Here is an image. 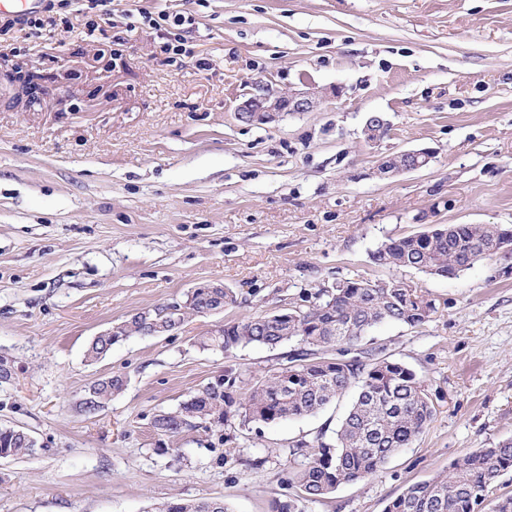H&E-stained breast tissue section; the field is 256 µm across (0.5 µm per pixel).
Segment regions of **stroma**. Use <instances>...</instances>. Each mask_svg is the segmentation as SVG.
Masks as SVG:
<instances>
[{"mask_svg":"<svg viewBox=\"0 0 512 512\" xmlns=\"http://www.w3.org/2000/svg\"><path fill=\"white\" fill-rule=\"evenodd\" d=\"M40 34L0 32V426L37 441L0 458V512H147L220 498L270 512L303 459L300 440L334 429L348 403L272 424L152 426L236 368L255 383L280 350L201 349L215 326L277 311L338 279L390 278L371 253L431 224L512 225V0H112ZM192 18L171 66L142 13ZM43 78L40 104L11 106L10 76ZM322 91L311 112L247 125L236 108L266 89ZM380 113L387 137L367 143ZM425 150L395 177L383 155ZM400 279L438 310L424 327L373 335L424 381L436 414L372 478L307 512H385L409 485L512 439V257L456 278ZM236 303L133 336L97 361L86 349L131 315L184 304L203 284ZM125 390L83 402L110 376ZM126 385L125 379L121 376H112L108 382H103L94 390L92 399L83 403L86 413H96L103 404L112 400V397L121 393Z\"/></svg>","mask_w":512,"mask_h":512,"instance_id":"1","label":"stroma"}]
</instances>
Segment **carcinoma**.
Masks as SVG:
<instances>
[{
  "instance_id": "cac0c4a2",
  "label": "carcinoma",
  "mask_w": 512,
  "mask_h": 512,
  "mask_svg": "<svg viewBox=\"0 0 512 512\" xmlns=\"http://www.w3.org/2000/svg\"><path fill=\"white\" fill-rule=\"evenodd\" d=\"M512 226L499 224H433L413 235L382 242L372 262L388 270L413 269L446 278L458 277L494 255L512 256ZM229 290L187 298L184 309L170 314L176 331L184 310L195 314L214 304L230 305ZM437 312L436 301L404 281L392 278L373 282L364 277L338 280L304 292L288 308L224 324L199 340L202 349H220L229 355L239 347L259 345L292 349L251 386L243 387L240 374L224 369L222 382H207L174 412L153 419L161 436L172 437L185 428L210 423L214 417L229 426L246 427L312 415L353 390L355 397L334 433L319 432L301 440L293 453L307 456L300 468L289 471L288 493L273 501L271 512H305V504L330 498L346 484L377 473L400 449L408 448L424 432L435 404L424 382L406 364L392 358L386 347L366 340L385 323L421 328ZM148 330L145 320L129 318L112 336H97L86 350L88 359L105 356L112 345ZM126 385L114 376L94 390L83 403L95 413ZM34 452L26 431L0 427V453L20 457ZM512 470V439L480 448L455 460L448 471L429 482L407 487L385 512H512V495L494 499V483ZM149 512H231L222 500L164 501Z\"/></svg>"
}]
</instances>
